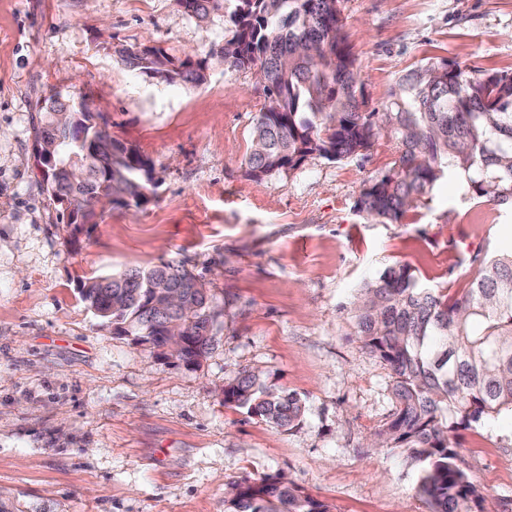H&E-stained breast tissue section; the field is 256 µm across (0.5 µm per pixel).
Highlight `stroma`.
Here are the masks:
<instances>
[{"instance_id": "obj_1", "label": "stroma", "mask_w": 512, "mask_h": 512, "mask_svg": "<svg viewBox=\"0 0 512 512\" xmlns=\"http://www.w3.org/2000/svg\"><path fill=\"white\" fill-rule=\"evenodd\" d=\"M342 34L365 111L399 78L444 61L512 73V0H343ZM175 0H0V499L11 512H224L229 483L284 476L329 512H430L404 449L371 442L393 412L390 370L366 349L355 305L388 269L409 267L451 296L512 252V208L446 177L404 217L360 213L392 170L396 142L317 154L289 174L245 173L265 104L253 71L212 55L229 38ZM145 41L207 62L197 86L130 68ZM93 103L136 148L155 185L141 207L73 228L46 190L34 131L52 96ZM183 263L221 316L188 365L118 334L82 301L86 279ZM304 406L274 428L224 406L244 373ZM458 464L485 512H512V412L456 426Z\"/></svg>"}]
</instances>
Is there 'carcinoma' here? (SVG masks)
<instances>
[{
    "instance_id": "1",
    "label": "carcinoma",
    "mask_w": 512,
    "mask_h": 512,
    "mask_svg": "<svg viewBox=\"0 0 512 512\" xmlns=\"http://www.w3.org/2000/svg\"><path fill=\"white\" fill-rule=\"evenodd\" d=\"M191 2L201 21L218 12L227 17L232 35L218 57L261 75L267 106L253 128L245 160L249 177L287 173L313 153L349 158L369 150L384 131L399 146L398 166L362 190L359 211L397 222L448 175L489 202L512 206V74L474 77L448 62L412 69L378 116L362 111L356 59L341 36V0ZM132 49L119 50L122 60L162 82L197 85L205 79L204 60L189 69L160 47L142 57ZM84 121L90 160L66 125L54 127L49 118L38 132L55 146L61 165H87L83 185L73 186L62 170L46 183L52 200L62 191L72 196L70 224L75 213L93 223L100 195L112 197L115 207H138L153 184L150 161L97 128L92 114ZM162 269L175 273V287L191 290L197 279L183 264L131 267L87 280L82 299L116 330L157 348L172 340H150L165 321L161 298L151 288ZM192 295L199 308L185 332L195 336L193 356L200 358L214 341L220 311L205 300L207 289ZM355 317L364 347L392 372L394 411L375 439L409 451L418 466L417 490L431 512H473L484 496L457 465V444L448 431L458 417L478 422L512 412V253L488 261L455 298L423 287L407 267L390 269L364 290ZM224 404L280 428L304 413L299 397L254 374L224 388ZM226 503L227 512H329L278 477L236 482Z\"/></svg>"
}]
</instances>
